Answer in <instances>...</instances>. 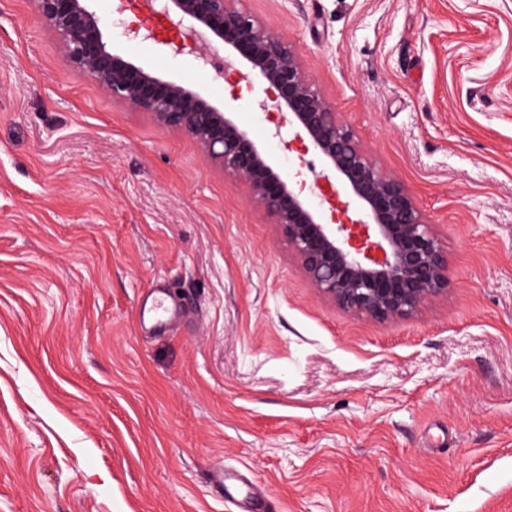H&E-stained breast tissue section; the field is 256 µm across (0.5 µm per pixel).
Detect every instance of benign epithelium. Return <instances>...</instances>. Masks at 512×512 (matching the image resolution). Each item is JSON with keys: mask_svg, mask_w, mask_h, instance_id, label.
I'll list each match as a JSON object with an SVG mask.
<instances>
[{"mask_svg": "<svg viewBox=\"0 0 512 512\" xmlns=\"http://www.w3.org/2000/svg\"><path fill=\"white\" fill-rule=\"evenodd\" d=\"M59 41L66 62L89 76L112 100L150 114L188 134L206 161L243 183L249 205L275 224L309 285L325 300L377 322L409 317L448 292V257L434 224L408 187L384 171L352 127L327 102L304 71L296 47L247 10L239 0H158L159 13L179 27L189 24L202 43L200 59L222 45L228 65L268 86L267 112L288 116L293 139L321 159L310 186L278 172L251 139L233 108L210 103L186 84L156 75L114 51L106 39L112 24L93 10V0H30ZM338 184L355 217L324 214L308 202L312 187Z\"/></svg>", "mask_w": 512, "mask_h": 512, "instance_id": "7a95c632", "label": "benign epithelium"}]
</instances>
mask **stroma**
I'll return each mask as SVG.
<instances>
[{"mask_svg": "<svg viewBox=\"0 0 512 512\" xmlns=\"http://www.w3.org/2000/svg\"><path fill=\"white\" fill-rule=\"evenodd\" d=\"M241 5L411 189L448 292L384 323L327 302L243 184L0 0V512H239L215 464L280 512H512V0ZM129 25L287 162L263 84ZM208 478L211 487L221 496L235 499L238 497L244 481L235 473L229 472L224 465L210 467Z\"/></svg>", "mask_w": 512, "mask_h": 512, "instance_id": "1", "label": "stroma"}]
</instances>
